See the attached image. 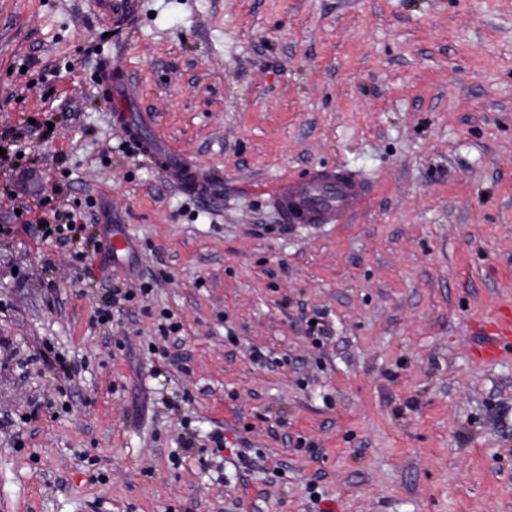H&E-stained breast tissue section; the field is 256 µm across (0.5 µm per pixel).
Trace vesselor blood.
Segmentation results:
<instances>
[{
  "label": "vessel or blood",
  "mask_w": 512,
  "mask_h": 512,
  "mask_svg": "<svg viewBox=\"0 0 512 512\" xmlns=\"http://www.w3.org/2000/svg\"><path fill=\"white\" fill-rule=\"evenodd\" d=\"M94 22L108 31H128L141 19L144 0H88ZM97 83L109 104L113 123L139 154L149 157L164 178L178 190L197 197L209 194L211 183L204 169L190 157L176 152L154 135L152 114L139 109L129 95V78L119 59H105ZM373 186L347 168L323 167L296 180H281L270 202L290 224H341L360 212L371 200ZM112 259L132 257L125 229L113 225ZM481 357L512 352V309L499 312L485 328Z\"/></svg>",
  "instance_id": "obj_1"
}]
</instances>
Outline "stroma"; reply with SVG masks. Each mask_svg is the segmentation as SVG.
<instances>
[{"label":"stroma","instance_id":"35a3bbf8","mask_svg":"<svg viewBox=\"0 0 512 512\" xmlns=\"http://www.w3.org/2000/svg\"><path fill=\"white\" fill-rule=\"evenodd\" d=\"M145 9L106 34L85 0H0V512H319L313 486L338 512H512V354L476 352L512 308V0ZM111 49L210 195L125 145ZM322 166L371 202L284 223L268 189ZM56 210L84 264L25 232ZM153 274L97 323L105 285ZM112 262L120 263L132 258L131 246L121 224L112 225Z\"/></svg>","mask_w":512,"mask_h":512}]
</instances>
